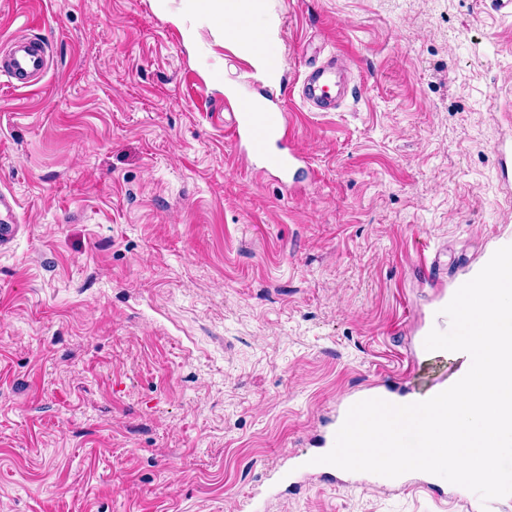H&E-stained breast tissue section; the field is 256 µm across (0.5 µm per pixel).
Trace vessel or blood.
<instances>
[{"label":"vessel or blood","instance_id":"b4317fda","mask_svg":"<svg viewBox=\"0 0 512 512\" xmlns=\"http://www.w3.org/2000/svg\"><path fill=\"white\" fill-rule=\"evenodd\" d=\"M346 55L339 54L313 67L304 77L302 100L309 110L328 112L338 107L330 93L335 86L339 64ZM48 67V55L43 43L23 41L10 49L0 76L16 88L35 87ZM283 59L277 44L268 43L262 72L263 94L254 96L250 107L231 113L228 131L236 145L245 148L259 174L276 177L286 190L299 188L313 170L307 158L294 147L296 122L287 110L275 103L271 91L282 82ZM17 202L12 193L0 189V247L9 244L19 227L16 219ZM335 466L310 463L308 455L294 454L289 468L279 479L283 482L309 475H330Z\"/></svg>","mask_w":512,"mask_h":512}]
</instances>
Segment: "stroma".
Returning a JSON list of instances; mask_svg holds the SVG:
<instances>
[{
    "label": "stroma",
    "instance_id": "1",
    "mask_svg": "<svg viewBox=\"0 0 512 512\" xmlns=\"http://www.w3.org/2000/svg\"><path fill=\"white\" fill-rule=\"evenodd\" d=\"M282 102L316 175L286 193L238 158L224 86L258 92L191 0H0L49 48L0 80V512H461L357 475H267L352 397L423 396L443 304L512 245V17L491 0H267ZM348 53L333 112L310 66ZM10 49L0 76L15 88H33L44 76L48 55L44 43L21 41ZM17 202L9 191L0 189V247L9 244L16 236L18 221L16 219Z\"/></svg>",
    "mask_w": 512,
    "mask_h": 512
}]
</instances>
